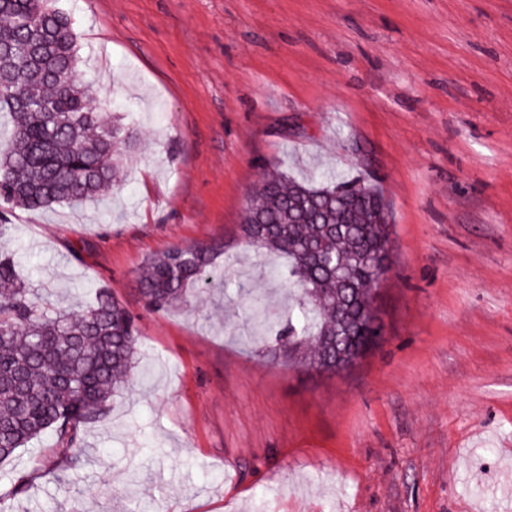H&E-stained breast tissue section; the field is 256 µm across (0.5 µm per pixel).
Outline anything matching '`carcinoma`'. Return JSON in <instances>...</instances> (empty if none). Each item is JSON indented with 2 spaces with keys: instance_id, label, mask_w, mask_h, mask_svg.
Here are the masks:
<instances>
[{
  "instance_id": "1",
  "label": "carcinoma",
  "mask_w": 512,
  "mask_h": 512,
  "mask_svg": "<svg viewBox=\"0 0 512 512\" xmlns=\"http://www.w3.org/2000/svg\"><path fill=\"white\" fill-rule=\"evenodd\" d=\"M76 36L69 15L49 0H0V203L36 210L95 200L122 181L137 139L114 113L103 119L93 91L75 80ZM245 241L288 258L299 291L280 322L253 304L258 326L301 369L337 374L336 353L365 357L384 340L377 309L380 259L391 261L389 204L358 179L313 174L298 180L268 171L250 197ZM221 242L174 247L147 260L137 278L145 306L163 311L188 286L211 277ZM0 464L49 434L57 455L76 461L81 428L104 414L139 365L133 315L99 292L79 312L51 309L0 254Z\"/></svg>"
}]
</instances>
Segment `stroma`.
I'll use <instances>...</instances> for the list:
<instances>
[{
	"mask_svg": "<svg viewBox=\"0 0 512 512\" xmlns=\"http://www.w3.org/2000/svg\"><path fill=\"white\" fill-rule=\"evenodd\" d=\"M52 5L138 146L98 200L5 209L0 250L54 307L108 289L147 376L83 426L78 467L18 449L0 512H512V0ZM267 168L390 203L385 340L349 372L288 366L249 323L295 291L239 234ZM213 240L226 289L146 308L145 259Z\"/></svg>",
	"mask_w": 512,
	"mask_h": 512,
	"instance_id": "obj_1",
	"label": "stroma"
}]
</instances>
